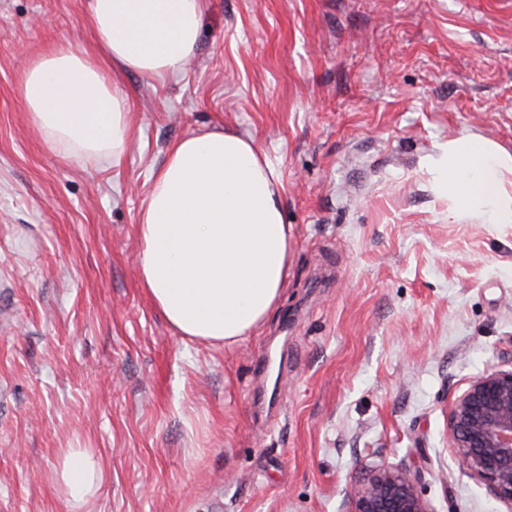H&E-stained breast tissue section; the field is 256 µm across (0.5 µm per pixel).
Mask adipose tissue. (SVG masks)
<instances>
[{
    "mask_svg": "<svg viewBox=\"0 0 512 512\" xmlns=\"http://www.w3.org/2000/svg\"><path fill=\"white\" fill-rule=\"evenodd\" d=\"M204 0H88V51L49 44L25 69L22 103L44 140L68 157L119 166L133 135L131 98L115 72L161 84L199 40ZM458 212L512 224V154L478 135L449 140L434 164ZM279 175L251 138L221 128L173 143L139 216V285L176 334L244 340L288 282L292 234ZM68 512H84L104 482L93 449L66 448L50 474Z\"/></svg>",
    "mask_w": 512,
    "mask_h": 512,
    "instance_id": "1",
    "label": "adipose tissue"
}]
</instances>
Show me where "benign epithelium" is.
Instances as JSON below:
<instances>
[{"label": "benign epithelium", "instance_id": "1", "mask_svg": "<svg viewBox=\"0 0 512 512\" xmlns=\"http://www.w3.org/2000/svg\"><path fill=\"white\" fill-rule=\"evenodd\" d=\"M455 455L495 498L512 505V368L476 377L448 412ZM417 469L379 467L350 489L351 512H431Z\"/></svg>", "mask_w": 512, "mask_h": 512}]
</instances>
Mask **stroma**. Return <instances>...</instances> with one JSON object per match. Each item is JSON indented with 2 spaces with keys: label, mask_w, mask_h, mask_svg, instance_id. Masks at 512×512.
<instances>
[{
  "label": "stroma",
  "mask_w": 512,
  "mask_h": 512,
  "mask_svg": "<svg viewBox=\"0 0 512 512\" xmlns=\"http://www.w3.org/2000/svg\"><path fill=\"white\" fill-rule=\"evenodd\" d=\"M87 0H0V512H67L64 448L105 471L87 512H351L411 467L432 512H512L448 446L470 381L512 367V224L449 217L450 139L512 152V0H205L184 74L132 73L120 166L62 158L19 98ZM251 137L277 170L288 283L245 340L178 336L138 283V217L170 145Z\"/></svg>",
  "instance_id": "obj_1"
}]
</instances>
